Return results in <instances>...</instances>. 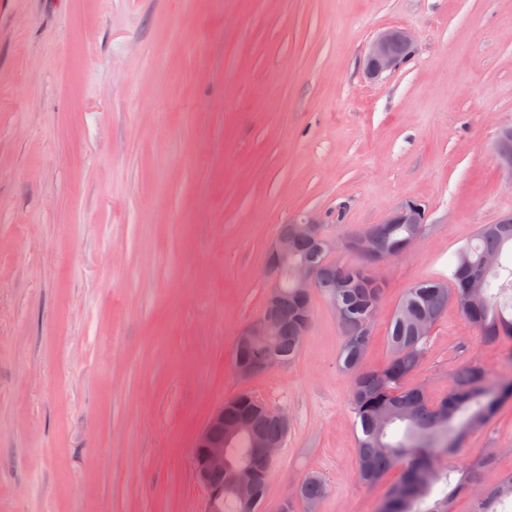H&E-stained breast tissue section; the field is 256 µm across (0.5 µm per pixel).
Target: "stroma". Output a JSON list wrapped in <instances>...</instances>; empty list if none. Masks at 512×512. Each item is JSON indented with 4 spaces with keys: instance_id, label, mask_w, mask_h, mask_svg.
I'll return each mask as SVG.
<instances>
[{
    "instance_id": "stroma-1",
    "label": "stroma",
    "mask_w": 512,
    "mask_h": 512,
    "mask_svg": "<svg viewBox=\"0 0 512 512\" xmlns=\"http://www.w3.org/2000/svg\"><path fill=\"white\" fill-rule=\"evenodd\" d=\"M391 26L414 52L369 80ZM510 123L512 0H0V512H199L193 437L243 390L291 421L262 512L311 474L318 512H376L403 471L357 477L322 294L292 363L234 371L266 247L301 212L341 238L426 204L386 270L366 353L382 364L404 290L512 213ZM475 361L512 376L448 308L411 383L440 400ZM484 456L482 480L512 473V403L439 464Z\"/></svg>"
}]
</instances>
